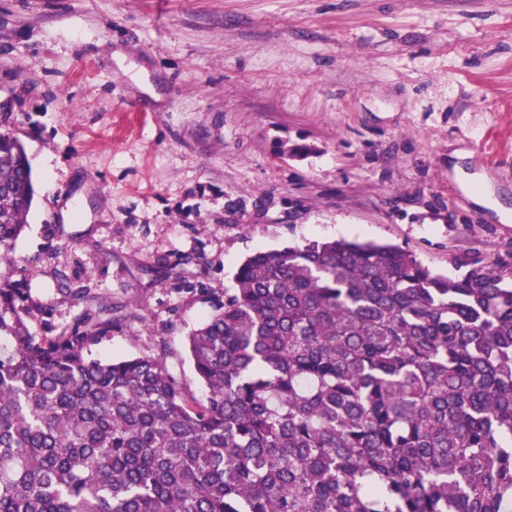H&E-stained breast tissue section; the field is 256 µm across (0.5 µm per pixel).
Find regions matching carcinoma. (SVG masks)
<instances>
[{"label":"carcinoma","instance_id":"1","mask_svg":"<svg viewBox=\"0 0 512 512\" xmlns=\"http://www.w3.org/2000/svg\"><path fill=\"white\" fill-rule=\"evenodd\" d=\"M34 200L0 133V263ZM188 336L98 358L97 303L55 336L0 281V512H512V267L433 273L392 244L259 249Z\"/></svg>","mask_w":512,"mask_h":512}]
</instances>
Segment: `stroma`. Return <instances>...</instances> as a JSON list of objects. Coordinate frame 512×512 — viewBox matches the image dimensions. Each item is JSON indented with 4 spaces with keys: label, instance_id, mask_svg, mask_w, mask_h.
<instances>
[{
    "label": "stroma",
    "instance_id": "1",
    "mask_svg": "<svg viewBox=\"0 0 512 512\" xmlns=\"http://www.w3.org/2000/svg\"><path fill=\"white\" fill-rule=\"evenodd\" d=\"M0 132L36 188L0 265L45 307L32 332L87 290L122 318L94 354L165 344L198 398L186 338L257 249L512 265V222L470 197L487 183L512 209V0H0Z\"/></svg>",
    "mask_w": 512,
    "mask_h": 512
}]
</instances>
